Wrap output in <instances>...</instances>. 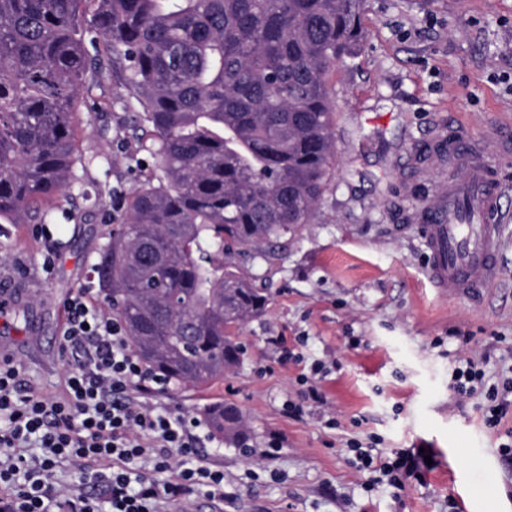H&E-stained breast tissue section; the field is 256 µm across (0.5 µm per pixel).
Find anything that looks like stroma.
<instances>
[{
    "instance_id": "obj_1",
    "label": "stroma",
    "mask_w": 512,
    "mask_h": 512,
    "mask_svg": "<svg viewBox=\"0 0 512 512\" xmlns=\"http://www.w3.org/2000/svg\"><path fill=\"white\" fill-rule=\"evenodd\" d=\"M363 29L329 77L335 163L312 217L250 268L269 304L238 331L243 363L209 388L159 397L200 422L208 404L233 405L251 435L245 456L201 422L198 462L223 471L224 505L199 489L188 512H448L452 500L466 512H512V465L500 452L512 411L489 427L480 397L448 389L459 357L483 359L488 384L512 377V220L501 277L468 299L433 287L420 234L422 201L448 185L431 118L464 124L490 155L512 138V0H366ZM99 70V109L77 110V180L56 201L70 220L54 268L42 266L33 225L0 220V287L11 298L0 350L26 388L48 396L69 371L57 346L63 303L92 282L99 248L154 170L130 136L137 113L124 106L123 81L109 63ZM307 374L327 403L295 417L288 405ZM353 440L388 454L422 448L432 466L400 497L369 492Z\"/></svg>"
}]
</instances>
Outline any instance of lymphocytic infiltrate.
Returning <instances> with one entry per match:
<instances>
[{
  "label": "lymphocytic infiltrate",
  "instance_id": "obj_1",
  "mask_svg": "<svg viewBox=\"0 0 512 512\" xmlns=\"http://www.w3.org/2000/svg\"><path fill=\"white\" fill-rule=\"evenodd\" d=\"M65 310L60 349L77 362L63 396L22 389L19 367L0 362V512H177L201 486L223 503V473L190 464L201 446L197 421L158 405L167 386L133 353L122 324L87 285ZM482 365L458 359L449 388L461 398L483 393L485 422L494 428L512 410V378L485 387ZM351 450L370 491H403L426 467L411 449L391 460L358 442ZM178 456L184 467H175ZM65 465L79 472L80 487L53 485Z\"/></svg>",
  "mask_w": 512,
  "mask_h": 512
}]
</instances>
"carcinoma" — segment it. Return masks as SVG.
Segmentation results:
<instances>
[{
    "label": "carcinoma",
    "instance_id": "carcinoma-1",
    "mask_svg": "<svg viewBox=\"0 0 512 512\" xmlns=\"http://www.w3.org/2000/svg\"><path fill=\"white\" fill-rule=\"evenodd\" d=\"M365 0H0V218L55 223L76 180L75 103L100 55L140 108L159 173L135 187L92 273L133 352L175 388L244 359L234 329L269 297L247 265L307 223L332 167L327 76ZM241 448L240 412L204 409Z\"/></svg>",
    "mask_w": 512,
    "mask_h": 512
}]
</instances>
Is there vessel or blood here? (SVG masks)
<instances>
[{
  "label": "vessel or blood",
  "mask_w": 512,
  "mask_h": 512,
  "mask_svg": "<svg viewBox=\"0 0 512 512\" xmlns=\"http://www.w3.org/2000/svg\"><path fill=\"white\" fill-rule=\"evenodd\" d=\"M445 156L457 170L423 208V237L430 253L428 277L449 297L477 294L500 275L497 265L503 222L504 190L490 174L482 145L463 126L449 131Z\"/></svg>",
  "instance_id": "obj_1"
}]
</instances>
